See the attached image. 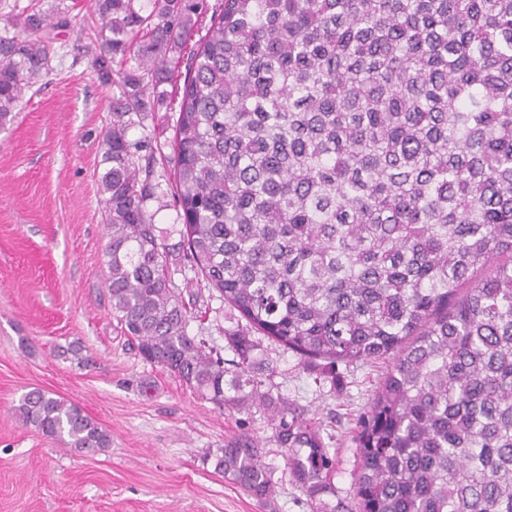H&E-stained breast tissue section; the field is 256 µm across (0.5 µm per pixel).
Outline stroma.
<instances>
[{
    "label": "stroma",
    "mask_w": 512,
    "mask_h": 512,
    "mask_svg": "<svg viewBox=\"0 0 512 512\" xmlns=\"http://www.w3.org/2000/svg\"><path fill=\"white\" fill-rule=\"evenodd\" d=\"M33 12L59 26L51 32L48 73L0 128V512H316L272 438L268 413L215 410L173 373L144 361L114 318L100 176L102 136L119 89L92 67L93 0H0V35H16ZM187 73L179 60L173 80L148 94L143 125L130 131L162 147L148 209L171 245L180 240L173 95ZM174 280L184 298L196 300L192 331L224 350L237 313L203 283L179 274ZM261 346L283 397L322 424L336 457L329 505L352 503L358 457L351 430L385 363L341 364L331 378L269 340ZM34 389L78 403L111 434V448L80 452L22 425L14 408ZM243 432L260 440L262 460L274 471L265 506L204 460Z\"/></svg>",
    "instance_id": "35a3bbf8"
}]
</instances>
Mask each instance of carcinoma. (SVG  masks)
Masks as SVG:
<instances>
[{
  "instance_id": "cac0c4a2",
  "label": "carcinoma",
  "mask_w": 512,
  "mask_h": 512,
  "mask_svg": "<svg viewBox=\"0 0 512 512\" xmlns=\"http://www.w3.org/2000/svg\"><path fill=\"white\" fill-rule=\"evenodd\" d=\"M92 64L121 88L100 177L112 314L142 358L222 412L269 413L314 501L335 494L320 425L256 377L265 336L304 366L389 360L357 419V509L512 512V0H95ZM208 22L189 47L185 35ZM33 13L0 36V127L49 70ZM137 56L140 72H116ZM190 57L177 98L180 265L246 321L225 360L193 319L147 203L151 144L129 138L149 87ZM79 451L110 433L42 390L15 408ZM214 468L259 502L261 444L224 443Z\"/></svg>"
}]
</instances>
